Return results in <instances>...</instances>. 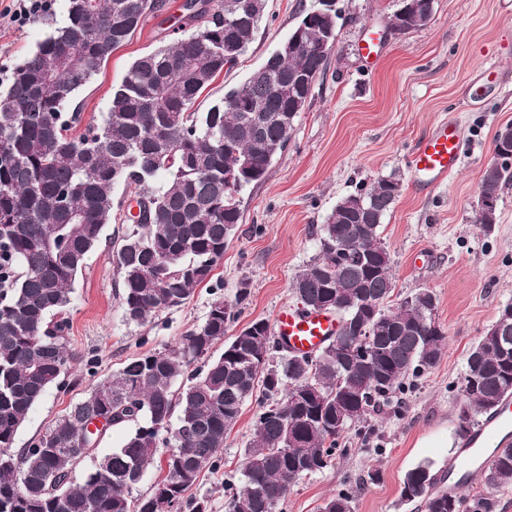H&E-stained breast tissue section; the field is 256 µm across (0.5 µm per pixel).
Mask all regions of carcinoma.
<instances>
[{"label": "carcinoma", "mask_w": 512, "mask_h": 512, "mask_svg": "<svg viewBox=\"0 0 512 512\" xmlns=\"http://www.w3.org/2000/svg\"><path fill=\"white\" fill-rule=\"evenodd\" d=\"M251 6L243 27L224 28V15ZM164 0H67L63 21L14 68L0 90V512H207L188 495L200 476L220 468L224 439L246 400L255 398L254 438L243 450L241 481L224 482L225 512H278L290 486L320 472L336 455V437L369 409L390 404L441 360L447 334L436 298L388 305L394 291L382 224L402 193L389 175L342 198L321 225L318 253L292 289L307 307L338 306L339 328L312 362L279 352L268 322L253 320L224 338L249 289L214 299L204 321L180 345L127 359L111 376L56 418L36 439L34 454L14 450L32 407L54 384L68 381L75 355L69 321L76 276L112 223L113 191L150 203L129 224L116 251L120 306L128 324L184 304L209 281L224 246L242 223L240 196L261 182L288 143L311 91H290L300 70L321 76V43L336 40V20L305 26L304 56L272 54L241 87L244 107L227 91L205 112L196 102L224 72V46L242 56L253 42L265 0H191L199 28L137 58L112 87L100 123L82 122L73 99L128 43ZM488 164L478 189L500 200L512 182L506 161ZM237 179L229 183L225 173ZM223 352L210 357L213 346ZM366 344L370 358L353 360L344 343ZM207 361L200 367L195 362ZM512 395V303L471 346L462 382L457 435L465 437ZM104 429L131 428L123 444L78 478L50 483L77 468L76 449L97 448ZM297 441L301 448L284 449ZM170 476L132 496L137 474L154 463ZM486 492L469 496L436 489L432 465L403 479L401 498L425 512H495L496 492L512 485V445L494 448L480 466ZM339 491L319 512H353Z\"/></svg>", "instance_id": "carcinoma-1"}]
</instances>
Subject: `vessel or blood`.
I'll return each instance as SVG.
<instances>
[{"label": "vessel or blood", "mask_w": 512, "mask_h": 512, "mask_svg": "<svg viewBox=\"0 0 512 512\" xmlns=\"http://www.w3.org/2000/svg\"><path fill=\"white\" fill-rule=\"evenodd\" d=\"M460 130L456 123L443 121L434 127L411 152L409 168L418 186H437L460 167L462 155ZM279 340L287 342L297 353L317 352L338 330V319L327 311L308 314L292 309H280L274 320ZM498 438L501 444L512 443V397H506L495 412L473 430L462 443L459 454L450 462V474L485 463L489 458L487 443Z\"/></svg>", "instance_id": "1"}]
</instances>
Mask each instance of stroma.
<instances>
[{"mask_svg": "<svg viewBox=\"0 0 512 512\" xmlns=\"http://www.w3.org/2000/svg\"><path fill=\"white\" fill-rule=\"evenodd\" d=\"M165 2L79 90L75 103L84 121L101 120L113 85L131 63L169 41L170 19L180 15L184 0ZM316 3L265 0L253 43L203 92L199 111L242 83L288 38L302 10ZM335 3L339 19L330 65L315 81L285 151L243 195V221L210 280L181 307L161 310L139 326L126 323L119 304L122 279L112 256L123 211L115 209L73 285L68 309L70 344L95 352V367L78 366L74 384L47 390L19 430L16 447H28L91 384L128 358L181 342L204 320L216 295L233 299L241 282H249L250 296L228 334L255 319L273 320L280 307H297L292 280L316 256L319 229L336 203L359 183L393 174L404 186L382 227L393 297L432 291L448 347L400 401L368 411L363 425L372 431L369 438L348 430L332 466L292 484L281 512H318L324 498L342 489L351 491L354 512H423L420 503L402 502V480L424 461L435 472H447L460 446L454 430L468 351L499 308L512 302V184L502 190L493 230L483 232L474 222L478 183L494 159L495 136L512 124V6L503 0H435L426 26L388 35L384 29L398 0ZM10 4L0 0V80L50 30L41 15L15 28L1 16ZM371 38L379 52L372 64L359 51ZM448 120L463 132L461 167L442 185L419 189L407 158L434 125ZM256 412V402L247 401L224 442L220 469L204 474L192 490L207 500V512H224V480L241 473Z\"/></svg>", "mask_w": 512, "mask_h": 512, "instance_id": "35a3bbf8", "label": "stroma"}]
</instances>
